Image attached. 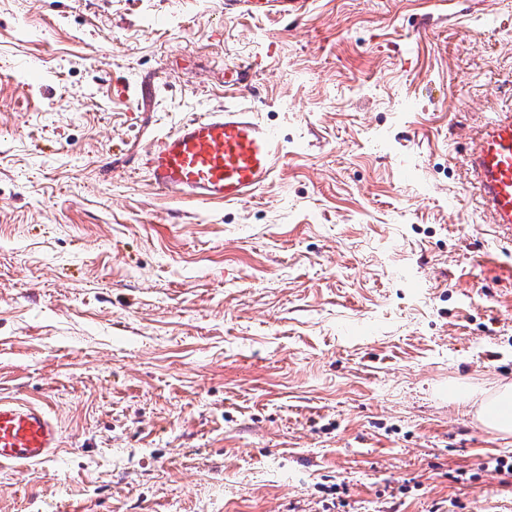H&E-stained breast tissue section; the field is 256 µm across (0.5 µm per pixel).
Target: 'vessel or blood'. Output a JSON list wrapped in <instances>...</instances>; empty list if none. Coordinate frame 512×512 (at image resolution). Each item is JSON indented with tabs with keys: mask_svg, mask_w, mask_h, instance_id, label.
Wrapping results in <instances>:
<instances>
[{
	"mask_svg": "<svg viewBox=\"0 0 512 512\" xmlns=\"http://www.w3.org/2000/svg\"><path fill=\"white\" fill-rule=\"evenodd\" d=\"M311 0H224L228 12L303 17ZM150 186L201 204L236 203L283 165L277 131L234 102L181 121L141 155ZM468 166L497 239L512 244V110L496 113L470 150ZM62 446L57 418L41 401L0 396V468L53 463Z\"/></svg>",
	"mask_w": 512,
	"mask_h": 512,
	"instance_id": "b4317fda",
	"label": "vessel or blood"
}]
</instances>
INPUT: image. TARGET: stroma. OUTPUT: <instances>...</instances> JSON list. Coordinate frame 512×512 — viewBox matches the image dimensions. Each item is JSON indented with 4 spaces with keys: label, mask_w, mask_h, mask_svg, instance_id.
I'll list each match as a JSON object with an SVG mask.
<instances>
[{
    "label": "stroma",
    "mask_w": 512,
    "mask_h": 512,
    "mask_svg": "<svg viewBox=\"0 0 512 512\" xmlns=\"http://www.w3.org/2000/svg\"><path fill=\"white\" fill-rule=\"evenodd\" d=\"M233 67L283 167L157 195L142 151ZM510 108L512 0H0V394L63 437L0 512H512L473 404L512 249L465 159ZM310 0H225L224 11H239L252 16L280 14L303 17L310 9Z\"/></svg>",
    "instance_id": "stroma-1"
}]
</instances>
